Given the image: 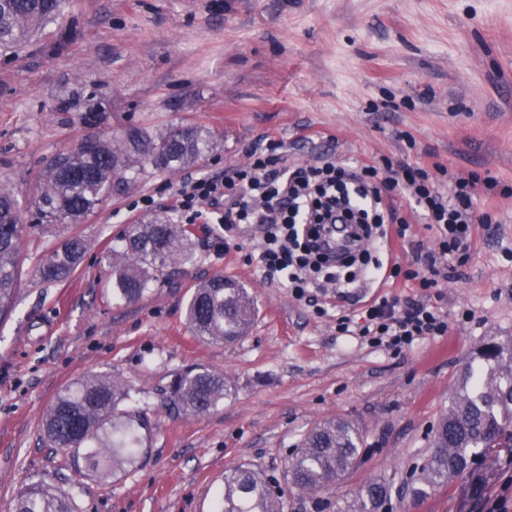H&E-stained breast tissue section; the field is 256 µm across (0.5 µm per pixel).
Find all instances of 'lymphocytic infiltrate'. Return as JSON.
<instances>
[{"mask_svg":"<svg viewBox=\"0 0 512 512\" xmlns=\"http://www.w3.org/2000/svg\"><path fill=\"white\" fill-rule=\"evenodd\" d=\"M477 175H449L440 190L422 168L381 173L375 165L341 166L331 160L318 165L288 167L272 149L256 147L246 165L193 178L175 190L176 206L188 221L204 208L219 209L225 232L241 225L262 235L259 263L264 278L279 280L299 298L312 288L336 286L339 296L363 281L404 276L420 288H434L444 274L436 259L426 268L393 264L382 270L373 250L390 235L405 238L408 222L392 203L394 194L408 196L439 232L441 256L461 252L475 225L484 223L473 198ZM341 334L356 333L373 346L396 351L448 333V321L417 301L381 299L371 304L359 325L340 317Z\"/></svg>","mask_w":512,"mask_h":512,"instance_id":"f902f5d3","label":"lymphocytic infiltrate"}]
</instances>
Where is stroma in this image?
<instances>
[{
	"instance_id": "stroma-1",
	"label": "stroma",
	"mask_w": 512,
	"mask_h": 512,
	"mask_svg": "<svg viewBox=\"0 0 512 512\" xmlns=\"http://www.w3.org/2000/svg\"><path fill=\"white\" fill-rule=\"evenodd\" d=\"M209 128L213 152L177 173L148 169L114 188L81 224L34 226L33 201L50 160L87 138L128 127L154 133ZM280 142L289 165H394L478 175L477 225L464 259L438 288L402 278L341 299L317 288L296 298L262 277L260 237L192 226L194 257L169 266L135 302L112 298V251L130 224L179 222L172 193L184 177L243 165ZM0 181L14 187L25 226L19 288L0 322V512L37 483L68 492L76 512H214L225 472L252 464L282 477L316 424L352 423L355 466L316 499L286 494L285 512H338L360 486L391 487L389 512H487L512 502V448L488 449L463 476L413 499L431 440L465 366L490 343H512V0H73L17 53L0 52ZM497 182L487 190L486 182ZM150 210L132 209L142 197ZM411 230L388 254L402 265L437 251L413 208ZM72 234L87 254L48 284L36 260ZM215 276L257 302L246 336L196 338L185 319L193 288ZM381 297L440 307L445 336L393 354L338 333ZM473 318L458 321L460 311ZM203 365L232 394L201 416L167 411L173 372ZM128 383L145 421L130 468L92 471L81 455L46 447L41 419L85 376Z\"/></svg>"
}]
</instances>
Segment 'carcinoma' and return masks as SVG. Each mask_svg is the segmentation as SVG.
Wrapping results in <instances>:
<instances>
[{"mask_svg": "<svg viewBox=\"0 0 512 512\" xmlns=\"http://www.w3.org/2000/svg\"><path fill=\"white\" fill-rule=\"evenodd\" d=\"M66 0H0V51L22 48L44 23L59 17ZM214 136L197 124L150 135L131 126L118 139L97 138L58 153L48 164L35 201L39 223H77L92 212L114 186L134 181L146 165L178 171L212 151ZM24 230L12 186L0 182V316L12 310L19 284ZM123 246L112 251V295L133 302L143 297L166 267L193 257L191 234L164 219L131 224ZM87 243L72 235L37 260L46 283L67 280L80 266ZM255 312L254 298L233 280L216 277L197 285L186 304L193 335L205 342L230 343L245 335ZM478 366L468 365L439 421L432 450L421 469L415 497L468 471L491 442L512 427V345L494 343L480 351ZM230 395L224 374L192 366L173 374L166 406L186 415H203ZM130 398L118 378L89 376L60 391L41 421L50 448L83 451L92 468L122 469L142 454L135 415L120 405ZM360 435L344 420L324 421L309 430L301 448L288 459L286 485L301 497L328 490L356 463ZM278 480L245 464L224 476L214 512H284ZM391 498L384 482L365 483L345 504V512H381ZM14 512H74L70 495L53 484H36L15 497Z\"/></svg>", "mask_w": 512, "mask_h": 512, "instance_id": "1", "label": "carcinoma"}]
</instances>
